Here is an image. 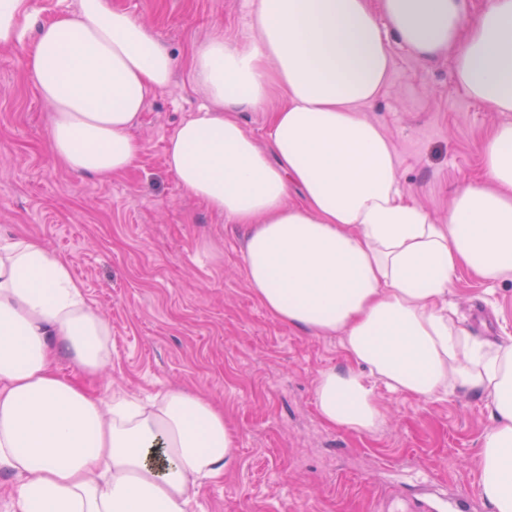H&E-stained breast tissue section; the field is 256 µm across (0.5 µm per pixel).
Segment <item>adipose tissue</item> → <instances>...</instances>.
Wrapping results in <instances>:
<instances>
[{"label": "adipose tissue", "instance_id": "1", "mask_svg": "<svg viewBox=\"0 0 512 512\" xmlns=\"http://www.w3.org/2000/svg\"><path fill=\"white\" fill-rule=\"evenodd\" d=\"M251 41L216 34L188 71L210 103L177 128L165 164L217 216L250 227L243 262L254 298L278 322L336 336L347 364L319 374L328 426L371 433L375 388L422 399L481 397L493 425L477 454L491 512H512V342L470 336L446 299L459 271L512 280V123L481 144L446 219L405 193L382 127L365 115L384 93L396 38L423 62L451 55L468 97L512 112V0H253ZM0 0V46L27 44V75L52 108L53 157L108 179L143 146L132 130L166 90L175 61L148 24L109 0L43 21ZM269 148L237 119L272 97ZM299 201L288 204L291 191ZM66 356L78 369L54 366ZM112 357V329L70 262L37 238H0V471L12 512H192L202 482L234 462L223 408L170 388L101 397L84 377Z\"/></svg>", "mask_w": 512, "mask_h": 512}]
</instances>
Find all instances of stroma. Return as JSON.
<instances>
[{
  "instance_id": "obj_1",
  "label": "stroma",
  "mask_w": 512,
  "mask_h": 512,
  "mask_svg": "<svg viewBox=\"0 0 512 512\" xmlns=\"http://www.w3.org/2000/svg\"><path fill=\"white\" fill-rule=\"evenodd\" d=\"M147 21L178 60L133 135L143 145L128 172L75 176L51 155V109L24 68V49L0 48V236L28 235L67 257L112 327V360L93 385L145 396L200 391L236 431L235 461L199 490L200 512H374L377 500L423 512L432 499L478 494L479 442L492 419L472 395L446 401L377 386L384 425L356 433L323 423L314 404L319 373L345 366L339 338L274 320L251 294L243 224L215 216L178 185L164 154L178 126L207 105L188 74L193 45L216 32L247 42L252 0H110ZM383 96L367 112L390 139L401 186L444 214L451 191L478 176L481 141L512 112H491L463 94L451 60L423 63L390 40ZM448 301L468 334L512 338V280L461 273Z\"/></svg>"
}]
</instances>
